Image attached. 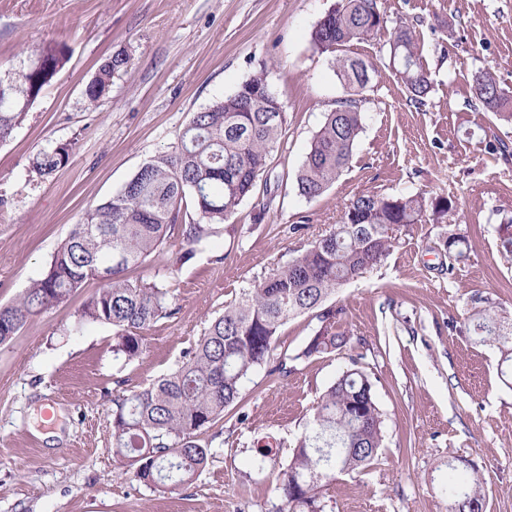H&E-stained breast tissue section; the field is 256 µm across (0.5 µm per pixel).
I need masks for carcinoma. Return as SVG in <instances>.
Listing matches in <instances>:
<instances>
[{
    "label": "carcinoma",
    "instance_id": "carcinoma-1",
    "mask_svg": "<svg viewBox=\"0 0 512 512\" xmlns=\"http://www.w3.org/2000/svg\"><path fill=\"white\" fill-rule=\"evenodd\" d=\"M387 22L379 0H336L311 30L313 50L332 56L348 97L325 113L296 174L297 192L305 199L321 196L336 182L363 132L358 97L368 87L363 76L376 72L377 63L346 54V47L373 38ZM389 49L396 50V59L388 67L405 88L406 100L416 108L424 105L431 83L412 29L394 28ZM37 60L38 65L0 75V144L12 137L68 56L64 46L49 42ZM126 63V56L117 53L100 66L85 89L89 103L105 97L114 74ZM473 90L483 111L512 122V96L491 72H476ZM279 105L278 94L259 72L232 94L193 113L174 150L142 165L120 192L73 225L48 269L18 299L0 304V344L30 318L67 303L87 281L97 280L101 286L77 311L78 322L112 326L116 358L126 364L139 358L142 332L173 316L175 309L158 281L160 274L134 279L130 273L161 253L174 236L199 243L233 223L285 135L288 117L277 111ZM69 156L66 145L44 149L33 157L32 171L49 177ZM454 208L449 196L355 197L332 231L295 250L286 264L226 304L177 369L146 388L112 399L113 452L147 485L190 483L208 461L200 435L239 399L249 374L259 368L271 375L284 372L285 363L271 365L281 327L309 313L317 320L298 359L347 347L350 337L341 329L342 310L331 303L336 292L379 265L399 244L401 229ZM442 242L449 248L448 258L457 263L469 258L466 236L450 233ZM462 328L496 348L501 364L512 363V323L494 306L475 308ZM360 359L350 358V367L319 397L305 433L279 472L281 512H321L323 489L338 475L371 466L382 447L381 413ZM442 494L446 512H485L484 481L474 469L463 474L450 467Z\"/></svg>",
    "mask_w": 512,
    "mask_h": 512
}]
</instances>
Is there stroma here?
Wrapping results in <instances>:
<instances>
[{"instance_id":"35a3bbf8","label":"stroma","mask_w":512,"mask_h":512,"mask_svg":"<svg viewBox=\"0 0 512 512\" xmlns=\"http://www.w3.org/2000/svg\"><path fill=\"white\" fill-rule=\"evenodd\" d=\"M335 0H0V73L27 66L47 41L66 65L0 144V303L18 298L48 267L86 212L124 188L139 167L172 150L192 113L265 72L288 114L280 148L234 222L236 232L198 244L170 241L138 269L164 283L175 315L145 330L141 356L121 364L112 328L78 324L99 283L30 319L0 344V512H278L282 463L319 396L356 354L383 413L373 465L337 476L323 512H445L447 463L469 462L486 481L487 512H512V387L500 355L460 329L481 296L512 317V262L497 229L512 219V125L471 107L472 77L487 69L512 92V0H381L387 27L348 54L378 60L392 27L414 25L432 89L425 106L406 103L392 72L379 68L363 94L364 130L352 160L321 196L298 195L295 176L325 112L346 95L331 58L310 32ZM127 65L93 105L85 87L115 53ZM71 143L68 163L39 177L40 150ZM450 195L456 212L403 228L400 245L341 288L335 302L351 344L302 360L317 322L285 324L275 351L284 374L254 371L208 442L192 483L153 488L126 473L112 452V397L173 371L208 321L253 281L285 264L294 248L336 223L366 193ZM262 222H255V215ZM466 235L467 261L449 266L445 231ZM59 427L48 443L44 435ZM270 445L264 468L254 450Z\"/></svg>"}]
</instances>
